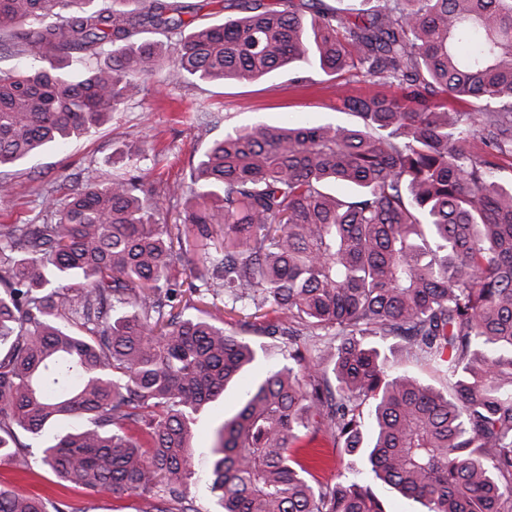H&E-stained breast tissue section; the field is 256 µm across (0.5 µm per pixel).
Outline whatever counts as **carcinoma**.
Listing matches in <instances>:
<instances>
[{
    "mask_svg": "<svg viewBox=\"0 0 512 512\" xmlns=\"http://www.w3.org/2000/svg\"><path fill=\"white\" fill-rule=\"evenodd\" d=\"M237 7L187 32L185 0H0V52L30 59L0 69V199L166 66L399 90L343 97L349 125L225 132L178 224L136 167L1 224L0 461L29 469L23 430L57 478L149 512H197L199 482L220 512H385L376 483L425 512H512V0ZM190 245L199 286L171 275ZM184 287L224 296L240 331L174 312ZM259 336L288 337V363L246 379ZM231 382L240 409L198 453L192 425ZM317 432L359 468L320 482L295 447ZM0 512L65 510L0 489ZM346 95L351 97H362L366 95L383 93L389 96L396 95L398 90L393 87H382L368 78L354 77L350 78V82L342 87Z\"/></svg>",
    "mask_w": 512,
    "mask_h": 512,
    "instance_id": "carcinoma-1",
    "label": "carcinoma"
}]
</instances>
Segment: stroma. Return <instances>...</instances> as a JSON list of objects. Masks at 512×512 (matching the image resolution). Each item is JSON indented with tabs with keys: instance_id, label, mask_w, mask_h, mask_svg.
I'll return each mask as SVG.
<instances>
[{
	"instance_id": "stroma-1",
	"label": "stroma",
	"mask_w": 512,
	"mask_h": 512,
	"mask_svg": "<svg viewBox=\"0 0 512 512\" xmlns=\"http://www.w3.org/2000/svg\"><path fill=\"white\" fill-rule=\"evenodd\" d=\"M164 87L149 80L143 92L113 112L109 122L74 139L62 149L52 148L12 177L8 202H0V224H39L46 217L45 196L64 203L77 184L111 182L113 174L140 163L157 191L188 182L191 169L208 145L225 131L256 121L285 124H346L352 115L343 110L338 92L362 97L382 91L363 77L351 78L336 89L330 77L316 74L307 86L291 83L281 69L253 82H190L164 69ZM239 393L231 390L202 413L194 426L195 447H210L214 429L239 409ZM0 485L64 501L77 512H146L148 505L135 496L109 492L88 493L55 478L44 466L21 471L15 462L0 463Z\"/></svg>"
}]
</instances>
